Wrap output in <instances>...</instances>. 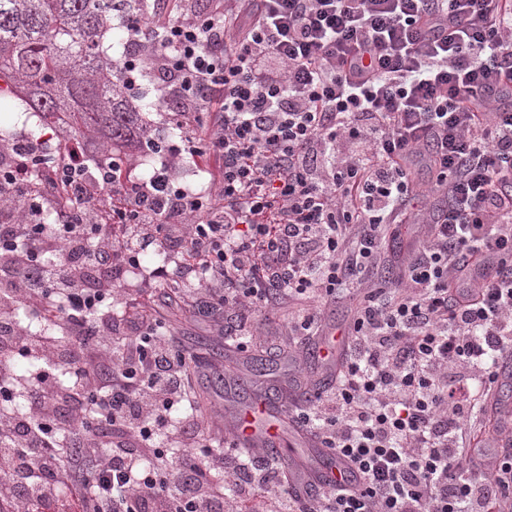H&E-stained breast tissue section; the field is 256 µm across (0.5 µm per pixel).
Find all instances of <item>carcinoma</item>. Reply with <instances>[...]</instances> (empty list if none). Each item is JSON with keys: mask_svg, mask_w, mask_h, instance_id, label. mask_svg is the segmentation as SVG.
<instances>
[{"mask_svg": "<svg viewBox=\"0 0 512 512\" xmlns=\"http://www.w3.org/2000/svg\"><path fill=\"white\" fill-rule=\"evenodd\" d=\"M148 0H0V79L27 112L74 119L111 147L143 136L148 93L131 95L112 69L126 50L112 13L147 15Z\"/></svg>", "mask_w": 512, "mask_h": 512, "instance_id": "cac0c4a2", "label": "carcinoma"}]
</instances>
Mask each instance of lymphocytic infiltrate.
<instances>
[{
	"label": "lymphocytic infiltrate",
	"mask_w": 512,
	"mask_h": 512,
	"mask_svg": "<svg viewBox=\"0 0 512 512\" xmlns=\"http://www.w3.org/2000/svg\"><path fill=\"white\" fill-rule=\"evenodd\" d=\"M124 23L127 89L149 70L177 102L147 181L122 152L96 178L79 147L47 165L42 141L0 143V512H512V455L476 422L512 355V0H219L157 39ZM209 152L220 208L172 175ZM405 233L403 281L377 286ZM153 244L173 255L153 288L222 306L241 345L283 297L309 301L288 326L308 333L362 292L331 392L297 416L354 488L290 485L184 411L190 356L107 309Z\"/></svg>",
	"instance_id": "f902f5d3"
}]
</instances>
